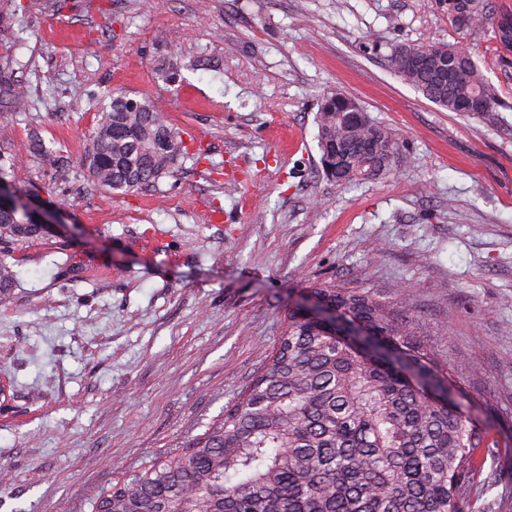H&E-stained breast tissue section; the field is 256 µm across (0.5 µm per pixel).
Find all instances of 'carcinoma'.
<instances>
[{
	"instance_id": "obj_1",
	"label": "carcinoma",
	"mask_w": 512,
	"mask_h": 512,
	"mask_svg": "<svg viewBox=\"0 0 512 512\" xmlns=\"http://www.w3.org/2000/svg\"><path fill=\"white\" fill-rule=\"evenodd\" d=\"M448 15L463 34L493 29L512 52V13H491L490 0H448ZM448 60V82L434 70L401 63L409 54ZM387 62L395 74L432 103L467 115L462 104L478 99L487 114L500 106L495 87L474 54L447 44H401ZM0 65V95L13 111L28 106L26 91ZM320 159L334 167L338 186L359 184L390 171L398 141L354 99L322 96L317 112ZM189 153L182 130L153 99L114 91L102 107L82 164L93 184L129 194L170 175ZM18 210L0 215V243L29 235ZM15 272L0 260V294ZM314 293L336 306L348 324L374 332L373 362L356 345L327 336L312 323L288 316L265 369L206 430L171 455L101 489L91 512H473L467 494L492 448L486 431L462 410L453 372L413 339L409 322L369 291L334 284Z\"/></svg>"
}]
</instances>
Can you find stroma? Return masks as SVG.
Returning <instances> with one entry per match:
<instances>
[{"instance_id":"1","label":"stroma","mask_w":512,"mask_h":512,"mask_svg":"<svg viewBox=\"0 0 512 512\" xmlns=\"http://www.w3.org/2000/svg\"><path fill=\"white\" fill-rule=\"evenodd\" d=\"M0 27L27 111L0 102L14 184L64 229L10 245L0 296V512H91L103 486L236 402L288 316L324 281L406 296L417 343L466 370L471 418L499 446L469 496L512 512V66L444 0H30ZM475 50L496 114L439 108L389 69L403 43ZM160 103L189 149L132 195L80 168L109 91ZM393 130L390 173L343 187L319 168L321 96ZM39 131L45 153L26 148Z\"/></svg>"}]
</instances>
